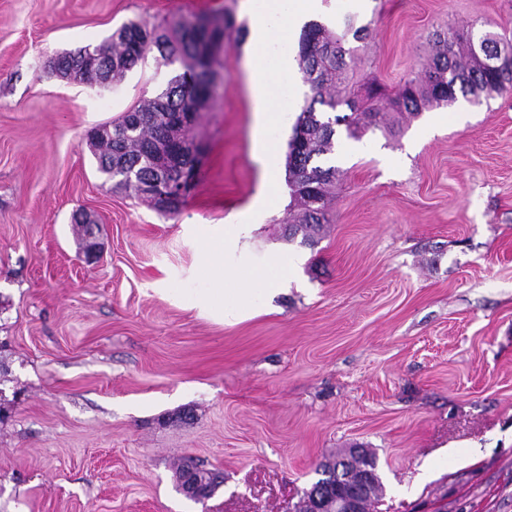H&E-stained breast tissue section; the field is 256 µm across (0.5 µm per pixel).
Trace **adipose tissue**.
<instances>
[{"label":"adipose tissue","instance_id":"obj_1","mask_svg":"<svg viewBox=\"0 0 512 512\" xmlns=\"http://www.w3.org/2000/svg\"><path fill=\"white\" fill-rule=\"evenodd\" d=\"M251 20L252 90L256 100L255 157L265 176L257 201L265 209L277 196L280 141L275 135L282 112L298 92L297 65L292 51L298 26L315 10L316 0H247ZM240 227L212 224L197 239V274L207 286L191 295L188 308L224 324L249 315L272 312V301L290 278L291 263L278 249L266 252L260 263L241 260L226 270L224 257L239 247Z\"/></svg>","mask_w":512,"mask_h":512}]
</instances>
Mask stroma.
<instances>
[{"label": "stroma", "mask_w": 512, "mask_h": 512, "mask_svg": "<svg viewBox=\"0 0 512 512\" xmlns=\"http://www.w3.org/2000/svg\"><path fill=\"white\" fill-rule=\"evenodd\" d=\"M232 13L244 0H0V512H291L322 463L362 447L383 492L370 512H512V92L336 134L330 222L288 236L290 190L250 212L246 43L199 113V182L164 215L97 170L88 135L182 73L159 54L101 88L57 55L122 24ZM369 25L356 76L392 91L420 75L433 33L512 37V0H320ZM95 221L86 263L75 211ZM256 223L249 256L294 260L274 310L218 325L187 224ZM192 458L220 477L179 488Z\"/></svg>", "instance_id": "1"}]
</instances>
